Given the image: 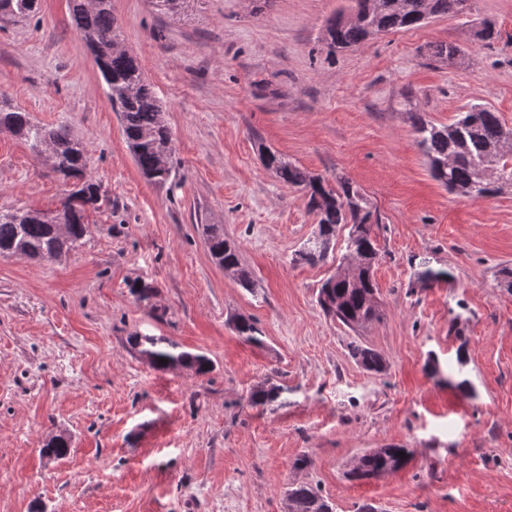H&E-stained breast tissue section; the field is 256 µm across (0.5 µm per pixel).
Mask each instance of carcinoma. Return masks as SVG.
<instances>
[{
    "instance_id": "1",
    "label": "carcinoma",
    "mask_w": 512,
    "mask_h": 512,
    "mask_svg": "<svg viewBox=\"0 0 512 512\" xmlns=\"http://www.w3.org/2000/svg\"><path fill=\"white\" fill-rule=\"evenodd\" d=\"M111 0H96L87 8L85 0H70L75 26L94 55L95 63H103L100 72L107 86L112 106L120 112L123 131L136 166L143 176L164 183L172 173L171 139L165 112L151 85L146 80L137 58L120 45V26L112 15ZM358 20L338 13L327 19L325 41L328 51L335 53L357 46L368 38L392 31L420 26L435 16L463 15L469 0H356ZM38 0H0V17L24 18L37 9ZM412 127L423 148L431 176L449 191L467 199H484L502 193L512 185V127L505 126L498 113L480 104L457 113L452 122L436 126L418 112L411 113ZM20 136L30 150L46 157L52 169L66 179L79 181L78 189L63 202L54 215L39 211H14L0 216V256L25 255L55 259L75 249L89 232L85 222L88 208L100 200L96 184L84 179L87 169L85 146L64 128H49L35 123L24 112L0 108V129ZM265 167L282 181L301 188L308 196V207L318 218L317 225L326 243L336 241L337 230L349 227L343 240L344 255L352 253L365 258H378L374 219L367 199L347 178L340 177L336 186L325 183L294 164L283 160L270 149L262 154ZM206 247L220 267L234 269L239 284L251 290V272L241 262L239 246L224 238V232L208 225L203 228ZM417 281L431 286L452 279L447 269H434L424 261L415 272ZM322 309L344 326L355 329L377 317L372 298L377 294L374 273L369 267L360 269L356 281L328 276L319 288ZM235 330L245 342L261 347V331L255 322L240 317ZM131 347L144 356L155 369L183 367L203 375L211 370L208 358L178 350L177 344L153 336H133ZM351 357L364 368L381 372L383 358L374 350L359 344L350 347ZM165 363H159V360ZM288 387L263 384L249 394L253 407H266L282 402ZM69 442L60 437L50 440L42 455L61 458L67 454ZM404 455H399V452ZM408 449L382 448L364 454L352 470L355 479L380 471L394 472L403 468ZM285 512H333L332 506L308 483H294L285 496Z\"/></svg>"
}]
</instances>
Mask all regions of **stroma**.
<instances>
[{"instance_id": "obj_1", "label": "stroma", "mask_w": 512, "mask_h": 512, "mask_svg": "<svg viewBox=\"0 0 512 512\" xmlns=\"http://www.w3.org/2000/svg\"><path fill=\"white\" fill-rule=\"evenodd\" d=\"M121 39L164 110L175 172L147 182L71 19L39 0L0 19V107L68 128L103 202L56 259L0 257V512H282L295 480L333 512H512V193L458 197L434 180L410 120L436 125L482 104L512 126V0H470L329 54L323 26L354 0H111ZM496 40H480L482 23ZM465 54L433 55L441 42ZM278 151L378 213L379 320L353 331L318 303L339 247L297 254L317 228L304 193L261 162ZM71 189L0 132V213L60 210ZM240 246L253 290L216 266L202 227ZM454 278L425 288L421 260ZM152 288L142 300L135 286ZM253 318L263 346L234 318ZM155 336L213 363L153 369L129 344ZM379 352L365 370L351 342ZM473 395L431 376L429 359ZM282 405L252 407L264 382ZM70 441L49 460V438ZM406 448L392 474L348 479L374 448ZM312 464L297 472L298 456ZM288 393L287 386L281 384H263L254 387L249 394V403L253 407H266L273 403L282 404V397Z\"/></svg>"}]
</instances>
